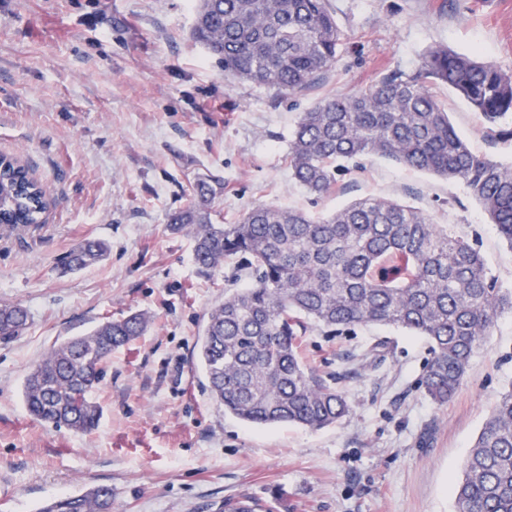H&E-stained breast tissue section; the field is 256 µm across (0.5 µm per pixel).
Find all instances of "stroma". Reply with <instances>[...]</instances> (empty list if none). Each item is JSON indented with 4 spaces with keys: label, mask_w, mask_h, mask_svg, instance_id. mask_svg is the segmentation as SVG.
Masks as SVG:
<instances>
[{
    "label": "stroma",
    "mask_w": 512,
    "mask_h": 512,
    "mask_svg": "<svg viewBox=\"0 0 512 512\" xmlns=\"http://www.w3.org/2000/svg\"><path fill=\"white\" fill-rule=\"evenodd\" d=\"M344 46L302 94L228 82L190 37L192 0H0V153L48 191L45 223L0 234V304L27 329L0 342V512L107 485L112 512H212L252 498L272 512H454L467 453L512 383V315L475 349L456 394L427 397L424 337L363 325L303 336L300 356L349 405L336 425H248L207 389L196 342L224 278L198 274L193 240L168 228L201 176L224 181L217 221L264 203L323 217L359 198L406 200L476 243L512 289V247L460 182L379 158L313 197L288 169L299 114L392 71L416 73L444 45L512 72V0H328ZM435 93L472 151L512 163V137L489 129L446 87ZM98 239L106 257L62 261ZM140 311L144 335L113 351L92 393L97 427L76 433L27 410L22 383L48 350L100 321ZM107 252V246L100 240H84L68 253L64 268L69 272L80 271L100 261Z\"/></svg>",
    "instance_id": "stroma-1"
}]
</instances>
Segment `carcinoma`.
<instances>
[{"label": "carcinoma", "mask_w": 512, "mask_h": 512, "mask_svg": "<svg viewBox=\"0 0 512 512\" xmlns=\"http://www.w3.org/2000/svg\"><path fill=\"white\" fill-rule=\"evenodd\" d=\"M190 35L215 57L227 81L297 94L329 71L343 46L326 0H194ZM458 95L489 127L512 118V73L490 62L431 48L417 73L387 74L369 88L320 100L300 113L288 142L291 178L320 197L359 162L377 157L464 185L512 247V164L472 152L431 85ZM224 181H196L189 204L168 227L188 230L200 273L224 277V302L206 316L197 358L211 398L252 425L288 423L319 430L349 413L341 391L299 359L313 327H400L425 337L432 357L420 387L444 404L462 384L470 358L498 317L512 312V289L488 274L480 250L434 224L407 201L359 199L321 220L267 204L234 224H217L212 205ZM47 191L15 157L0 156V225L42 224ZM107 252L84 240L64 266L80 271ZM27 309L0 304V341L22 334ZM140 312L99 323L53 347L27 374L31 415L85 432L100 410L90 394L112 350L142 335ZM39 512H112V489L98 486L52 499ZM216 512H262L255 501H224ZM455 512H512V387L495 402L466 458Z\"/></svg>", "instance_id": "cac0c4a2"}]
</instances>
